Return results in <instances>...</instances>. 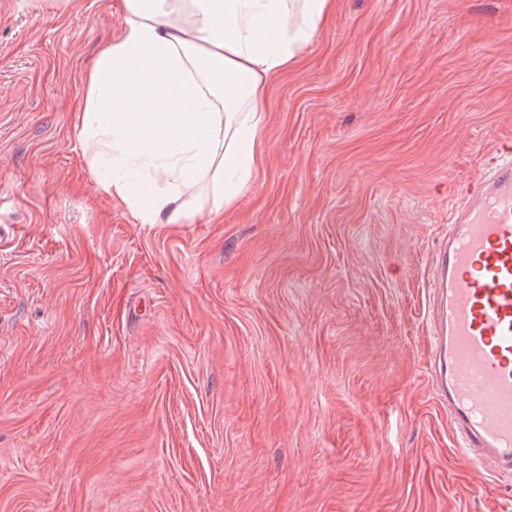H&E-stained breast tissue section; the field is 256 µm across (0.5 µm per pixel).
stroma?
Instances as JSON below:
<instances>
[{
  "instance_id": "obj_1",
  "label": "stroma",
  "mask_w": 512,
  "mask_h": 512,
  "mask_svg": "<svg viewBox=\"0 0 512 512\" xmlns=\"http://www.w3.org/2000/svg\"><path fill=\"white\" fill-rule=\"evenodd\" d=\"M124 0H0V512H512L427 269L512 140V0H331L239 201L142 224L76 125Z\"/></svg>"
}]
</instances>
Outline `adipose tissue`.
<instances>
[{
  "label": "adipose tissue",
  "mask_w": 512,
  "mask_h": 512,
  "mask_svg": "<svg viewBox=\"0 0 512 512\" xmlns=\"http://www.w3.org/2000/svg\"><path fill=\"white\" fill-rule=\"evenodd\" d=\"M330 0H125L87 75L81 140L101 186L143 224L234 204L256 163L270 77L315 39Z\"/></svg>",
  "instance_id": "1"
}]
</instances>
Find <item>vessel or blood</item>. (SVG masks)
I'll list each match as a JSON object with an SVG mask.
<instances>
[{"label": "vessel or blood", "instance_id": "1", "mask_svg": "<svg viewBox=\"0 0 512 512\" xmlns=\"http://www.w3.org/2000/svg\"><path fill=\"white\" fill-rule=\"evenodd\" d=\"M432 380L462 448L512 473V146L450 213L430 265Z\"/></svg>", "mask_w": 512, "mask_h": 512}]
</instances>
